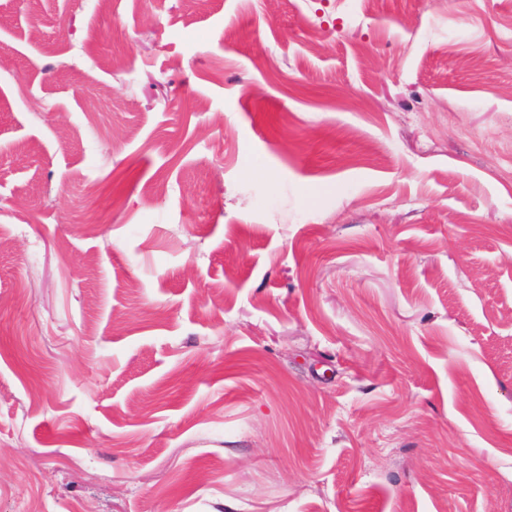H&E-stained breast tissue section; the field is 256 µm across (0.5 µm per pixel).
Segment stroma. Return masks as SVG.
Listing matches in <instances>:
<instances>
[{"label": "stroma", "instance_id": "obj_1", "mask_svg": "<svg viewBox=\"0 0 512 512\" xmlns=\"http://www.w3.org/2000/svg\"><path fill=\"white\" fill-rule=\"evenodd\" d=\"M0 512H512V0H0Z\"/></svg>", "mask_w": 512, "mask_h": 512}]
</instances>
